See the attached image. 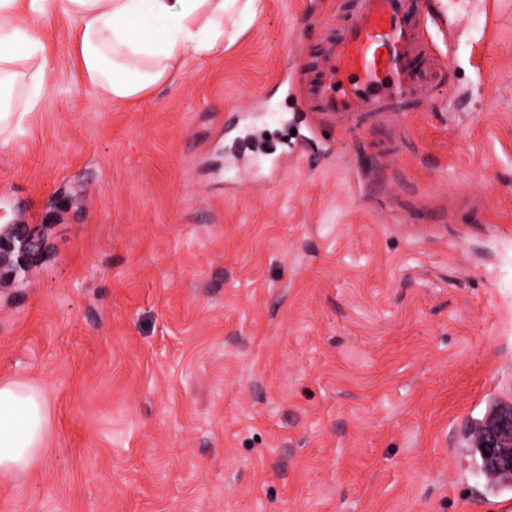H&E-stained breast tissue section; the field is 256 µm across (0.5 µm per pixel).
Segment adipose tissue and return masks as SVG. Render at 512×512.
<instances>
[{
  "label": "adipose tissue",
  "mask_w": 512,
  "mask_h": 512,
  "mask_svg": "<svg viewBox=\"0 0 512 512\" xmlns=\"http://www.w3.org/2000/svg\"><path fill=\"white\" fill-rule=\"evenodd\" d=\"M261 0H0V127L21 122L38 103L46 64L30 76L32 90L12 105L7 90L21 80L10 65L43 50L32 21L63 8L76 22L75 50L98 100L126 102L169 81L190 59L236 40ZM49 409L43 391L19 380L0 381V478L32 469L48 445Z\"/></svg>",
  "instance_id": "obj_1"
}]
</instances>
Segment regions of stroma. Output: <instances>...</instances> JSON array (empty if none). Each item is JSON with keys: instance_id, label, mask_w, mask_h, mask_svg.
<instances>
[{"instance_id": "35a3bbf8", "label": "stroma", "mask_w": 512, "mask_h": 512, "mask_svg": "<svg viewBox=\"0 0 512 512\" xmlns=\"http://www.w3.org/2000/svg\"><path fill=\"white\" fill-rule=\"evenodd\" d=\"M264 2L114 104L38 20L0 235L41 248L0 265V379L52 436L0 512H512L469 438L512 406V0H420L448 83L333 128L304 80L354 0Z\"/></svg>"}]
</instances>
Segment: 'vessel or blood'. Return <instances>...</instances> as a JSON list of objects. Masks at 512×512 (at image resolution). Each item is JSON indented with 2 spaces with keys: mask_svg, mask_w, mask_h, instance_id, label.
<instances>
[{
  "mask_svg": "<svg viewBox=\"0 0 512 512\" xmlns=\"http://www.w3.org/2000/svg\"><path fill=\"white\" fill-rule=\"evenodd\" d=\"M414 0H356L306 81L313 107L329 117L409 112L444 84L449 63L425 49Z\"/></svg>",
  "mask_w": 512,
  "mask_h": 512,
  "instance_id": "vessel-or-blood-1",
  "label": "vessel or blood"
}]
</instances>
